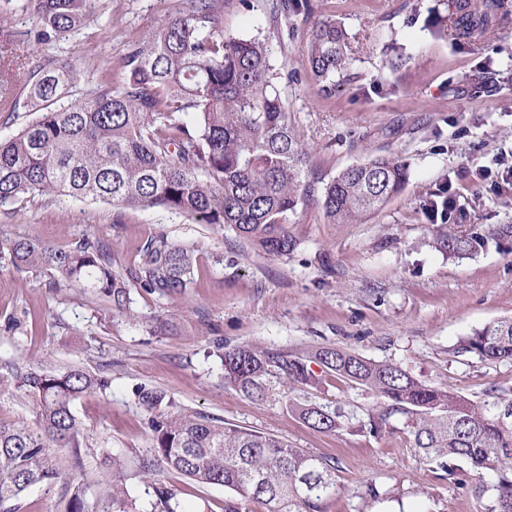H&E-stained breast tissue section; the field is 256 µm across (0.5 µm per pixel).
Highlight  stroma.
<instances>
[{
  "mask_svg": "<svg viewBox=\"0 0 512 512\" xmlns=\"http://www.w3.org/2000/svg\"><path fill=\"white\" fill-rule=\"evenodd\" d=\"M26 0H0V42L23 43L36 26ZM224 0V30L260 36L283 77L290 119L315 174L330 179L375 155L404 160L409 181L381 211L357 224H329L312 206L291 216L293 253L273 257L219 231L157 209L83 206L65 197L0 208V234L66 248L100 238L133 266L151 238L197 247L186 294L138 289L131 318L112 317L93 290L56 286L50 274L25 275L0 264V423L35 425L29 397L12 383V364L63 372L84 367L110 381L82 396L80 468L67 480L37 486L17 512H65L71 488L85 485L87 512H109L112 453L133 458L153 441L134 391L164 389L183 408L272 434L336 465V493L324 512H484L479 477L448 478L423 463L405 415L381 433L366 428L376 393L334 380L320 389L277 384L271 399L252 401L224 384L221 354L253 345L346 347L399 364L412 376L480 403L489 388L512 391V363L453 354L462 337L512 317V240L454 259L433 240L438 222L424 203L449 187V228L512 225V22L477 44L452 40L448 0ZM177 0H99L100 16L84 34L47 48L97 78L120 69L131 41L147 38ZM348 33L350 64L335 91L308 71V34L321 19ZM485 78L476 88L474 76ZM157 319L173 323L150 335ZM337 405L347 419L335 434L312 430L288 408L292 399ZM183 512H224L227 490L162 476Z\"/></svg>",
  "mask_w": 512,
  "mask_h": 512,
  "instance_id": "obj_1",
  "label": "stroma"
}]
</instances>
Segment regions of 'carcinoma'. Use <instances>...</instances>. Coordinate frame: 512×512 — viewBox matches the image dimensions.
<instances>
[{
    "label": "carcinoma",
    "instance_id": "cac0c4a2",
    "mask_svg": "<svg viewBox=\"0 0 512 512\" xmlns=\"http://www.w3.org/2000/svg\"><path fill=\"white\" fill-rule=\"evenodd\" d=\"M50 46L81 35L94 22L97 0H28ZM452 39L477 43L494 25L512 18V0H448ZM224 0H180L175 14L144 41L131 44L113 80L84 81L72 62L41 57L8 58L0 45V112H13L10 88L20 83L26 106L39 116L0 142V207L37 197L65 196L83 203L159 209L200 224L232 229L242 242L274 257L290 255L296 240L290 216L313 205L329 224H356L380 211L409 179L407 164L378 155L325 182L288 119L276 85L281 73L267 42L224 31ZM311 75L325 90L349 65L347 33L334 19L317 21L308 36ZM428 211L448 223V195L440 191ZM512 238V225L485 234L441 230L435 247L464 258ZM195 248L164 236L140 251L137 267L119 264L97 239L82 238L55 249L26 238L0 235V261L19 273L57 275L68 288H94L112 316L130 315L137 286L180 295L192 283ZM454 352L483 362H512V317L458 340ZM224 384L264 401L274 381L316 388L335 377L374 391L381 405L369 415L377 434L396 413L411 422L413 448L448 478L465 463L490 471L476 486L486 512H512V394L490 389L477 404L444 386L413 377L400 365L374 361L336 347L272 349L240 346L224 352ZM319 366L316 371L313 366ZM17 389L33 399L39 430L0 424V512L35 486L64 480L80 465L81 424L73 413L80 397L108 382L77 367L63 373L17 367ZM136 396L148 414L151 454L127 466L112 453L113 512H181L163 472L234 493L224 512H322L336 494L335 465L279 438L241 428L178 406L167 393L140 386ZM290 410L323 433L341 430L340 409L294 401ZM69 449L55 455L51 447ZM139 479L154 498L129 510L128 481Z\"/></svg>",
    "mask_w": 512,
    "mask_h": 512
}]
</instances>
